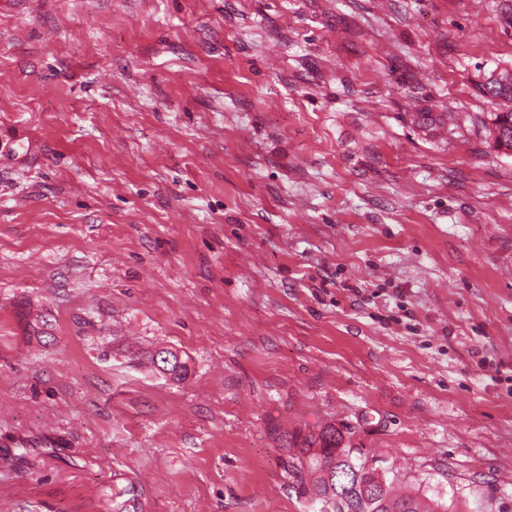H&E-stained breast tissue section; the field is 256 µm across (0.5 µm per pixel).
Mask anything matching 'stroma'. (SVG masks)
Wrapping results in <instances>:
<instances>
[{"label":"stroma","instance_id":"obj_1","mask_svg":"<svg viewBox=\"0 0 512 512\" xmlns=\"http://www.w3.org/2000/svg\"><path fill=\"white\" fill-rule=\"evenodd\" d=\"M502 66L512 0H0V512H322L330 423L512 512Z\"/></svg>","mask_w":512,"mask_h":512}]
</instances>
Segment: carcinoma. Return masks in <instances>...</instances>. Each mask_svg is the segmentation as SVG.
Returning <instances> with one entry per match:
<instances>
[{"label": "carcinoma", "instance_id": "carcinoma-1", "mask_svg": "<svg viewBox=\"0 0 512 512\" xmlns=\"http://www.w3.org/2000/svg\"><path fill=\"white\" fill-rule=\"evenodd\" d=\"M479 90L510 107L501 133L512 141V86L504 88L482 83ZM289 466L306 468L308 481L303 491L323 503H337L332 512H449L452 506L412 492L399 493L395 482L367 465L360 449L344 443L342 433L327 425L319 433L304 438Z\"/></svg>", "mask_w": 512, "mask_h": 512}]
</instances>
